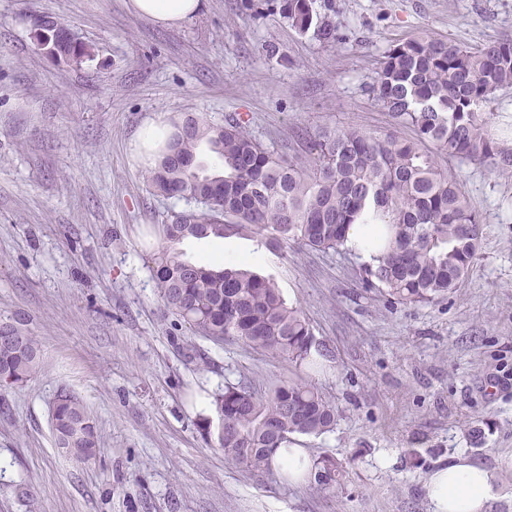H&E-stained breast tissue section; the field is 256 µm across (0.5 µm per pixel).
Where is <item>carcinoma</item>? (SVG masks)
<instances>
[{
	"instance_id": "cac0c4a2",
	"label": "carcinoma",
	"mask_w": 512,
	"mask_h": 512,
	"mask_svg": "<svg viewBox=\"0 0 512 512\" xmlns=\"http://www.w3.org/2000/svg\"><path fill=\"white\" fill-rule=\"evenodd\" d=\"M291 25L307 31L311 0H285ZM58 60L76 67L94 57L91 45L56 30ZM512 86V40L472 51L428 34L385 52L369 92L393 130L377 136L355 127L325 130L311 140V159L285 156L258 141L238 119L223 125L202 117L173 121L166 151L147 173L156 194L182 201L178 218L161 225L166 246L157 257L156 287L166 307L192 331L213 341L235 337L252 349L314 367L309 323L286 304L275 283L242 262L230 267L192 264L175 245L192 237L269 232L315 251L346 248L353 224L369 226L378 263L367 283L404 304H428L463 281L484 237L457 178L439 168L446 153L500 172H512V146L497 135L486 111L497 91ZM410 128L406 139L398 129ZM207 147L219 161L200 160ZM35 336L0 326V385L28 381L39 368ZM219 420L217 445L231 464L272 471L275 449L288 436L320 435L336 425V406L303 379L275 383L265 396L239 382L211 400ZM58 448L84 463L96 454V425L78 398L62 393L52 416ZM328 480L338 465L321 461Z\"/></svg>"
}]
</instances>
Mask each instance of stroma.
I'll return each instance as SVG.
<instances>
[{"label":"stroma","instance_id":"stroma-1","mask_svg":"<svg viewBox=\"0 0 512 512\" xmlns=\"http://www.w3.org/2000/svg\"><path fill=\"white\" fill-rule=\"evenodd\" d=\"M336 25L299 31L282 0H203L163 28L127 0H0V323L22 321L40 366L0 387V512H428L422 485L463 457L495 476L487 512H512V173L445 154L486 235L467 276L432 303H392L353 252L271 234L187 238L193 263L249 261L308 321L321 354L296 366L195 335L154 279L160 225L183 205L154 195L133 142L150 119L231 117L286 155L318 131L382 135L368 85L393 45L428 33L468 49L512 39V0H313ZM50 15L93 45L79 67L42 54ZM302 378L338 410L302 436L342 470L331 490L228 463L201 423L225 383ZM79 398L101 449L55 447L57 396ZM61 24L53 17L42 15L34 19L33 22V38L39 49L49 58L55 59L53 43L48 29H55ZM64 25V24H63Z\"/></svg>","mask_w":512,"mask_h":512}]
</instances>
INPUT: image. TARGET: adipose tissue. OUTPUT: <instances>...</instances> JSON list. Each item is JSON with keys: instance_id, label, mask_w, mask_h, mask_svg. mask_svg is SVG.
<instances>
[{"instance_id": "1", "label": "adipose tissue", "mask_w": 512, "mask_h": 512, "mask_svg": "<svg viewBox=\"0 0 512 512\" xmlns=\"http://www.w3.org/2000/svg\"><path fill=\"white\" fill-rule=\"evenodd\" d=\"M128 7L170 28L195 16L202 0H129ZM423 490L429 512H486L495 495V482L491 471L460 458L431 471Z\"/></svg>"}]
</instances>
